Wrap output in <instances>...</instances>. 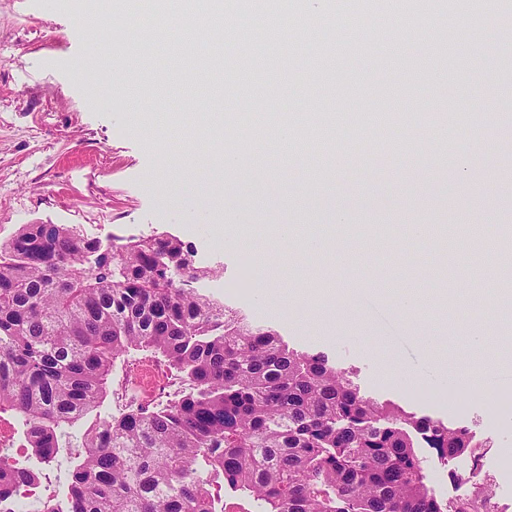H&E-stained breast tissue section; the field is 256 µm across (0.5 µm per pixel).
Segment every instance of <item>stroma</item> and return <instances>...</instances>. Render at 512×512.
<instances>
[{
    "label": "stroma",
    "mask_w": 512,
    "mask_h": 512,
    "mask_svg": "<svg viewBox=\"0 0 512 512\" xmlns=\"http://www.w3.org/2000/svg\"><path fill=\"white\" fill-rule=\"evenodd\" d=\"M108 6L129 23L87 31L81 14ZM411 24L410 39L379 32L391 54L346 50L319 78L316 46L303 30L284 31L275 47L254 49L263 79L248 108L225 68L213 70L224 129L267 130L251 159L224 173L219 154L233 146L211 149L197 115L213 104L154 79V69L169 76L182 64L168 22L153 26L125 0H0V241L25 224L73 227L105 250L117 238L178 236L196 266L218 272L198 281L201 293L357 365L367 396L473 425L479 461L465 454L444 466L421 449L430 485L437 497L468 499L488 483L484 512H512V463L499 454L512 447V361L500 345L512 333V210L491 204L512 185V66L498 61L512 43V0L496 16L471 17L458 71L438 50L458 41L445 10L417 13ZM321 123L332 129L326 151L279 138L281 126ZM322 167L329 176L310 189V172ZM230 197L241 223L224 221ZM476 206L497 227L480 248L407 236L412 224L455 229ZM282 224L294 234L279 242ZM359 224L387 225L405 251L360 245ZM317 227L351 245L347 262L306 253ZM359 283L364 291L353 294ZM436 290L454 304L424 303L413 320L401 318L405 296ZM385 367L395 380L382 377ZM477 368L492 385L454 390L441 381Z\"/></svg>",
    "instance_id": "stroma-1"
}]
</instances>
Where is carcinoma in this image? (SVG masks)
<instances>
[{
    "label": "carcinoma",
    "instance_id": "cac0c4a2",
    "mask_svg": "<svg viewBox=\"0 0 512 512\" xmlns=\"http://www.w3.org/2000/svg\"><path fill=\"white\" fill-rule=\"evenodd\" d=\"M257 135L234 138L244 158ZM215 275L168 233L103 251L71 227L26 224L0 244V414L43 463L81 449L66 498L34 499L33 512H218L200 467L255 512H480L489 486L439 498L418 453L445 466L475 453L469 426L361 394L356 366L296 348L192 287ZM137 356L181 388L101 414L112 376ZM36 481L0 457V502Z\"/></svg>",
    "mask_w": 512,
    "mask_h": 512
}]
</instances>
